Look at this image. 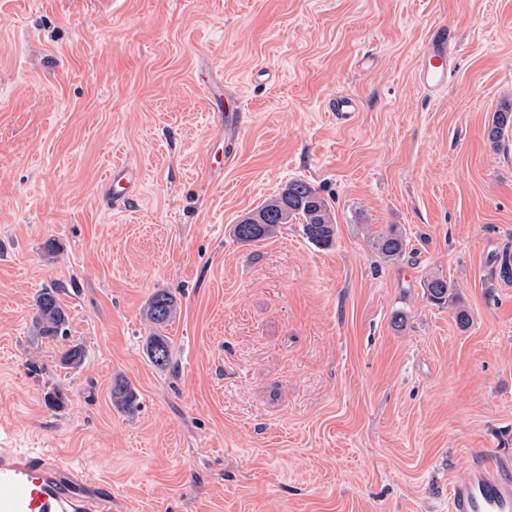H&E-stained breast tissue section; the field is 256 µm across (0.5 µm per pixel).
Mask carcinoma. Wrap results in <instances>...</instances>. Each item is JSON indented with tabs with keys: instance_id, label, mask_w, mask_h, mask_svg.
I'll list each match as a JSON object with an SVG mask.
<instances>
[{
	"instance_id": "carcinoma-1",
	"label": "carcinoma",
	"mask_w": 512,
	"mask_h": 512,
	"mask_svg": "<svg viewBox=\"0 0 512 512\" xmlns=\"http://www.w3.org/2000/svg\"><path fill=\"white\" fill-rule=\"evenodd\" d=\"M512 131V110L507 108L493 116L485 129V136L493 146H498ZM302 221L306 238L319 248L332 246L336 225L330 216V207L319 192L308 182L292 180L285 188L256 211L245 216L234 226L235 237L245 243H254L272 236L283 224L291 219ZM373 248L387 260L401 258L406 252L402 235L393 227L372 238ZM424 288L429 298L438 303H446L453 295L454 285L448 280L435 276L426 280ZM175 298L166 289L156 290L149 301L147 315L156 326L163 328L174 317ZM69 315L59 303L57 290L45 289L36 300V313L33 318V331L45 339L56 340L65 334ZM150 362L158 368L172 366V346L166 336H152L146 344ZM85 358L84 350L78 343L60 351L59 363L64 368H77ZM112 398L123 409L132 410L136 394L125 380L115 381Z\"/></svg>"
}]
</instances>
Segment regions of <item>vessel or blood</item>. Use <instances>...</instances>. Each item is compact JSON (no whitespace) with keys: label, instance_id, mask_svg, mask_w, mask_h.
Segmentation results:
<instances>
[{"label":"vessel or blood","instance_id":"1","mask_svg":"<svg viewBox=\"0 0 512 512\" xmlns=\"http://www.w3.org/2000/svg\"><path fill=\"white\" fill-rule=\"evenodd\" d=\"M455 51L447 26H436L417 65V80L426 94L447 86ZM141 185L138 167L119 164L99 191L112 210L121 211ZM0 512H112V498L48 452L0 448ZM449 512H512V474L495 459L468 467L453 482Z\"/></svg>","mask_w":512,"mask_h":512}]
</instances>
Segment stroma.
Returning <instances> with one entry per match:
<instances>
[{
  "mask_svg": "<svg viewBox=\"0 0 512 512\" xmlns=\"http://www.w3.org/2000/svg\"><path fill=\"white\" fill-rule=\"evenodd\" d=\"M438 24L457 54L430 97ZM204 77L239 99L237 132ZM510 105L512 0H0V448L86 471L112 512H449L473 460L512 471V138L484 136ZM117 163L144 177L122 212L98 194ZM291 180L328 202L334 245L297 219L237 241ZM392 226L396 261L370 242ZM45 288L60 341L32 331ZM159 289L171 372L145 353ZM454 36L446 25L436 26L429 37L417 65V80L429 96L448 85L456 51ZM205 91L208 95L212 96L211 103H212V112L215 113V119L219 122H222L224 119V126L225 124L228 126H232L234 123H237V117H238V107L235 103H230L226 101V105L224 104V101L222 99L221 95H217L216 91L210 87L209 85H204ZM429 298L435 303H447L453 295L454 285L440 276L431 277L424 283ZM175 298L166 289L156 290L149 301L147 315L159 328L165 327L174 317Z\"/></svg>",
  "mask_w": 512,
  "mask_h": 512,
  "instance_id": "stroma-1",
  "label": "stroma"
}]
</instances>
